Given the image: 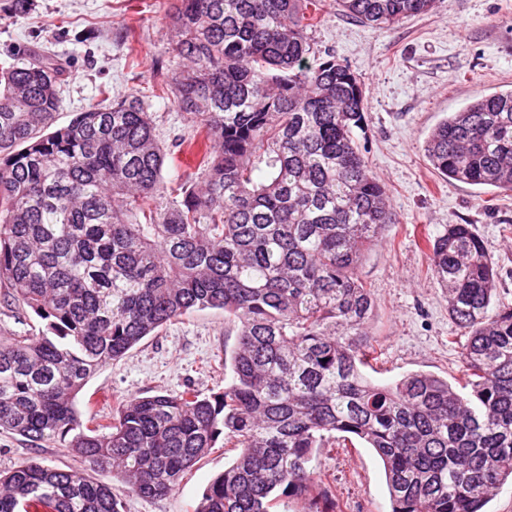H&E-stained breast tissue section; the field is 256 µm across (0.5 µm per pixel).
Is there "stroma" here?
Listing matches in <instances>:
<instances>
[{
  "mask_svg": "<svg viewBox=\"0 0 512 512\" xmlns=\"http://www.w3.org/2000/svg\"><path fill=\"white\" fill-rule=\"evenodd\" d=\"M177 0H35L15 16L0 10V56L47 54L67 72L56 126L118 97L145 99L164 144L190 134L191 120L157 89L176 69L167 16ZM93 39L76 41L77 32ZM309 37L349 66L366 88V126L359 146L388 189L396 217L381 243L365 255L359 275L375 298L367 332L377 346L369 374L390 382L409 372L461 378L466 341L448 314V301L429 272V239L451 224L472 225L500 266L498 293L512 305V192L465 185L437 175L424 146L450 113L482 95L512 87V0H436L431 12L374 28L325 0ZM218 309L191 313L148 337L125 358L102 368L78 394L83 419L111 416L117 399L145 391L223 389V371L207 363L235 344ZM37 457L64 469L81 468L62 446L37 448L0 431V471ZM216 447L162 498L130 496L126 512H194L211 478L231 461ZM331 475L342 512H388L383 466L357 444L327 448L313 460Z\"/></svg>",
  "mask_w": 512,
  "mask_h": 512,
  "instance_id": "obj_1",
  "label": "stroma"
}]
</instances>
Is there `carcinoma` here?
<instances>
[{
  "mask_svg": "<svg viewBox=\"0 0 512 512\" xmlns=\"http://www.w3.org/2000/svg\"><path fill=\"white\" fill-rule=\"evenodd\" d=\"M434 4L336 0L376 27ZM323 7L180 0L168 19L185 64L160 90L203 156L172 179L143 99L55 129L64 68L0 59V282L40 320L0 331V429L86 466L0 471V512H125V496L172 493L219 443L235 458L194 512H275L282 496L342 512L312 460L355 441L383 463L390 512H484L512 479V307H493L498 268L471 225H448L429 257L467 335L464 382L366 372L375 299L358 268L393 215L356 139L364 86L307 34ZM425 152L451 180L512 192V88L440 121ZM204 309L237 336L223 389L125 399L106 423L82 422L77 395L102 367Z\"/></svg>",
  "mask_w": 512,
  "mask_h": 512,
  "instance_id": "cac0c4a2",
  "label": "carcinoma"
}]
</instances>
